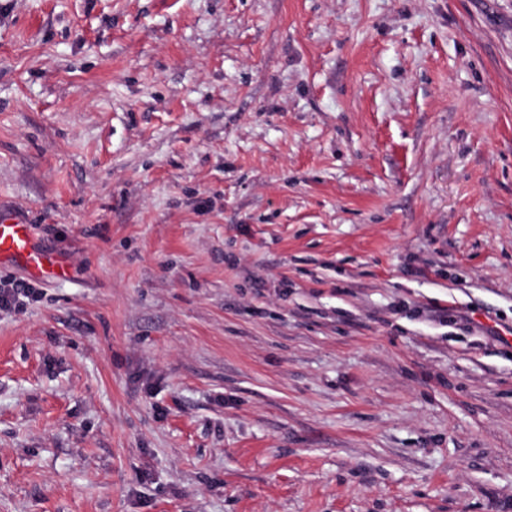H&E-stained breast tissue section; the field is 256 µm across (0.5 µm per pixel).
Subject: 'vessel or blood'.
<instances>
[{"label":"vessel or blood","instance_id":"1","mask_svg":"<svg viewBox=\"0 0 512 512\" xmlns=\"http://www.w3.org/2000/svg\"><path fill=\"white\" fill-rule=\"evenodd\" d=\"M23 267L37 280H63L69 269L53 255L39 249L31 225L16 220L0 222V268Z\"/></svg>","mask_w":512,"mask_h":512}]
</instances>
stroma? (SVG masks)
I'll use <instances>...</instances> for the list:
<instances>
[{
  "mask_svg": "<svg viewBox=\"0 0 512 512\" xmlns=\"http://www.w3.org/2000/svg\"><path fill=\"white\" fill-rule=\"evenodd\" d=\"M0 512H512V0H0ZM15 266L26 268L37 280H64L69 276L67 266L36 246L31 224L1 221L0 268ZM2 283H6L2 285ZM0 284L3 286L0 289V309H8L12 306L16 308L17 304L20 302V296L27 297L29 294V287L18 280H0ZM5 286H10L5 288Z\"/></svg>",
  "mask_w": 512,
  "mask_h": 512,
  "instance_id": "obj_1",
  "label": "stroma"
}]
</instances>
